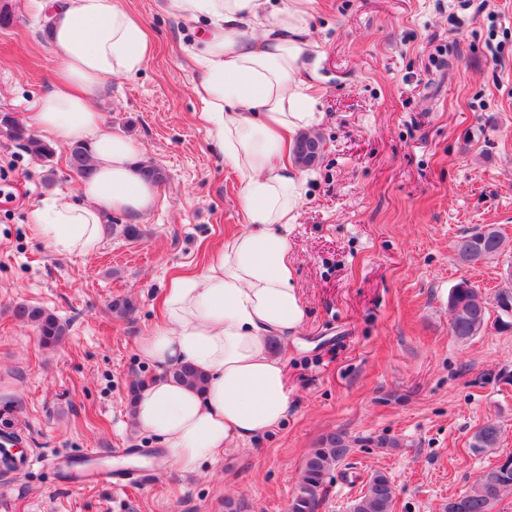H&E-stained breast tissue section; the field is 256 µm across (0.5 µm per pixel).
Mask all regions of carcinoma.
<instances>
[{
    "label": "carcinoma",
    "instance_id": "obj_1",
    "mask_svg": "<svg viewBox=\"0 0 512 512\" xmlns=\"http://www.w3.org/2000/svg\"><path fill=\"white\" fill-rule=\"evenodd\" d=\"M8 137L19 142L28 152L41 159L53 156L54 148L37 138L26 127L17 122L11 124ZM322 139L316 134L301 136L293 149L295 161L303 167L315 165L322 155ZM88 147L76 143L68 148L69 167L86 178L91 174ZM504 248V239L493 225H486L478 231L462 234L454 243L458 260L473 258L487 260L499 254ZM497 309L495 322L500 329H512V286L498 290L488 298L463 280L448 294V308L452 314L450 328L453 336L470 339L479 335L490 319V308ZM13 315L22 323L35 327L40 344L54 349L65 343L68 326L54 314L43 308L18 304ZM173 379L189 386L202 387L205 378L190 365H183L170 371ZM502 435L501 427L494 421H486L472 436L470 447L476 454L498 446ZM351 450L343 436L331 433L312 449L304 462L301 480L288 506V512H318L325 493L327 476ZM512 490V457L485 472L479 483L469 491L448 501L445 512H492L500 496ZM395 490L389 478L376 472L366 483L365 491L352 501L350 512H392Z\"/></svg>",
    "mask_w": 512,
    "mask_h": 512
}]
</instances>
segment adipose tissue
Returning <instances> with one entry per match:
<instances>
[{"mask_svg":"<svg viewBox=\"0 0 512 512\" xmlns=\"http://www.w3.org/2000/svg\"><path fill=\"white\" fill-rule=\"evenodd\" d=\"M49 42L59 62L55 89L30 123L61 143L90 148L92 172L79 199L60 195L29 212L34 233L54 252L87 256L104 240L105 214L133 219L158 202L140 169V145L105 131L95 100L112 78L132 76L153 46L118 0H51ZM315 0H158L171 16L204 21L192 48L202 74L193 92L237 176L244 230L225 239L204 269L174 278L164 315L138 349L162 373L134 402L136 427L163 443L182 473H199L225 450L278 427L288 413L282 359L271 341L303 323L289 233L308 179L293 159L300 133L321 120L309 89L319 77L309 19ZM189 365L196 389L168 376Z\"/></svg>","mask_w":512,"mask_h":512,"instance_id":"ef3b65f1","label":"adipose tissue"}]
</instances>
